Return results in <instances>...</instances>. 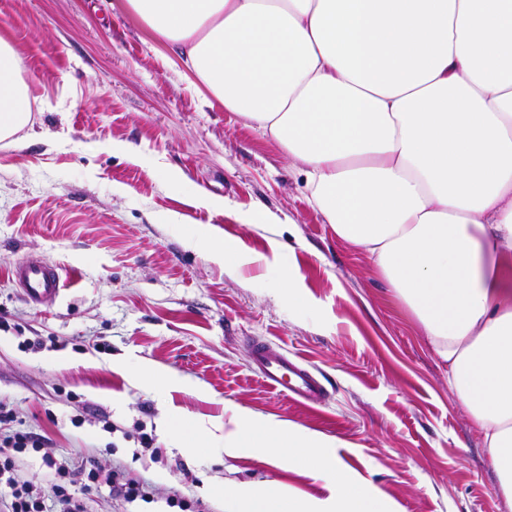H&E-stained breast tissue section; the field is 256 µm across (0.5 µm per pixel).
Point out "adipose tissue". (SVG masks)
<instances>
[{
    "label": "adipose tissue",
    "instance_id": "1",
    "mask_svg": "<svg viewBox=\"0 0 512 512\" xmlns=\"http://www.w3.org/2000/svg\"><path fill=\"white\" fill-rule=\"evenodd\" d=\"M184 60L209 102L273 138L337 235L367 251L448 367L512 504V0H115ZM0 37V141L30 121ZM223 436L310 477L224 489V512H403L348 472L335 438L225 407Z\"/></svg>",
    "mask_w": 512,
    "mask_h": 512
}]
</instances>
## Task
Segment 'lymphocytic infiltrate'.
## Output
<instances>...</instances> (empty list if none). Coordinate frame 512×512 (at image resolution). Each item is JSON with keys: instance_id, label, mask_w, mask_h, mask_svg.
<instances>
[{"instance_id": "lymphocytic-infiltrate-1", "label": "lymphocytic infiltrate", "mask_w": 512, "mask_h": 512, "mask_svg": "<svg viewBox=\"0 0 512 512\" xmlns=\"http://www.w3.org/2000/svg\"><path fill=\"white\" fill-rule=\"evenodd\" d=\"M49 437L25 428L16 408L0 400V512H88L77 489L109 488L113 498L126 505L137 501L156 502L154 486L131 475L122 467L104 469L76 465L64 450L46 457L45 483L25 478L20 459L31 451L48 447Z\"/></svg>"}]
</instances>
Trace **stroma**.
Instances as JSON below:
<instances>
[{
    "label": "stroma",
    "instance_id": "obj_1",
    "mask_svg": "<svg viewBox=\"0 0 512 512\" xmlns=\"http://www.w3.org/2000/svg\"><path fill=\"white\" fill-rule=\"evenodd\" d=\"M111 2L0 0L31 114L18 142L0 146V399L53 449L122 466L163 495L183 491L205 512H224L216 489L232 482L324 493L249 455L185 452L170 413L220 421L228 405L335 438L345 466L404 512H512L480 431L448 392L447 365L369 255L312 207L303 171L237 114L208 106L167 46ZM200 189L223 207L203 206ZM201 228L242 242L243 263L212 262ZM275 246L311 307L290 303L269 272ZM29 257L83 278L33 305L10 279ZM254 337L320 369L327 404L264 386L248 365ZM143 362L189 388L134 384Z\"/></svg>",
    "mask_w": 512,
    "mask_h": 512
}]
</instances>
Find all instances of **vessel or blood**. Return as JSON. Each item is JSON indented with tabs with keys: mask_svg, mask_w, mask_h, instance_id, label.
Here are the masks:
<instances>
[{
	"mask_svg": "<svg viewBox=\"0 0 512 512\" xmlns=\"http://www.w3.org/2000/svg\"><path fill=\"white\" fill-rule=\"evenodd\" d=\"M11 279L35 304L55 302L65 287L58 265L31 257L11 270ZM250 368L272 391L312 407L325 403L328 391L318 370L263 341L251 344Z\"/></svg>",
	"mask_w": 512,
	"mask_h": 512,
	"instance_id": "obj_1",
	"label": "vessel or blood"
}]
</instances>
